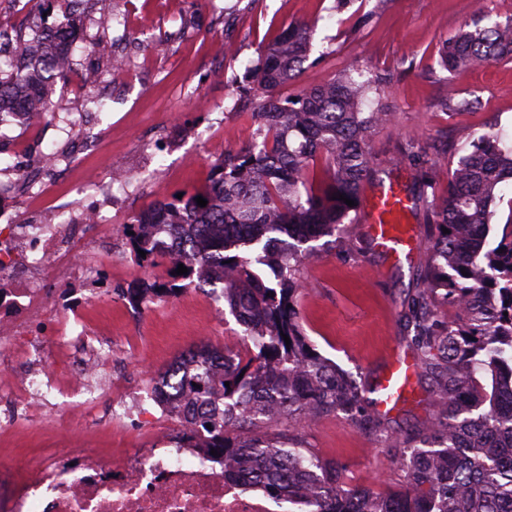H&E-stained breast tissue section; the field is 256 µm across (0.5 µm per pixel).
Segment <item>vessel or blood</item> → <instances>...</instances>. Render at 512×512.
I'll list each match as a JSON object with an SVG mask.
<instances>
[{
  "label": "vessel or blood",
  "instance_id": "b4317fda",
  "mask_svg": "<svg viewBox=\"0 0 512 512\" xmlns=\"http://www.w3.org/2000/svg\"><path fill=\"white\" fill-rule=\"evenodd\" d=\"M368 229L376 243L397 263L412 262L419 253L417 237L406 223L409 203L401 186L391 182L374 188L365 200ZM417 374L415 358L405 352L391 355L376 381L375 407L388 413L396 409L410 391Z\"/></svg>",
  "mask_w": 512,
  "mask_h": 512
}]
</instances>
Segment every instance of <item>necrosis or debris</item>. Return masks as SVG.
<instances>
[{
  "mask_svg": "<svg viewBox=\"0 0 512 512\" xmlns=\"http://www.w3.org/2000/svg\"><path fill=\"white\" fill-rule=\"evenodd\" d=\"M131 53L128 42L117 41L109 70L78 72L80 92L120 94ZM95 118L87 109L66 121L64 154L31 163L19 152L0 168V336L10 341L0 351V433L41 422L54 400L74 389L82 399L65 407L66 415L97 409L107 394L106 417L115 424L173 413L179 400L152 375L147 388L127 391L111 337L85 324L92 281L85 259L96 255L99 271L111 268L112 210L132 185L156 178L149 166L135 169L122 158L75 174L98 146ZM47 268L63 290L44 291ZM52 335L75 352L61 368L48 359ZM205 442L199 425L183 419L175 438L119 454L60 435L53 452L0 457V512H273L263 488L225 480L223 456L211 455Z\"/></svg>",
  "mask_w": 512,
  "mask_h": 512,
  "instance_id": "necrosis-or-debris-1",
  "label": "necrosis or debris"
}]
</instances>
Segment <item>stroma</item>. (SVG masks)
I'll use <instances>...</instances> for the list:
<instances>
[{"instance_id":"1","label":"stroma","mask_w":512,"mask_h":512,"mask_svg":"<svg viewBox=\"0 0 512 512\" xmlns=\"http://www.w3.org/2000/svg\"><path fill=\"white\" fill-rule=\"evenodd\" d=\"M486 11L505 19L512 16V0H349L342 9L336 0H86L72 22L82 35L75 67L107 69L113 41L128 38L136 45L133 64L144 68L148 79L128 80L124 95L105 103L97 129L101 148L78 167H99L109 155L136 156L144 141L154 139L161 172L152 186L137 187L113 212L116 235L130 217L157 201L205 187L213 164L251 137L250 65L289 23L301 22L314 30L312 50L282 95L297 96L352 67L367 77H387L393 120L369 149L387 182L412 185L423 164L431 163L434 195L443 198L448 174L468 152L471 134L492 129L512 143V61L452 73L438 63L441 43ZM228 42L235 55L225 54ZM453 94L479 97L481 106L472 112L441 111L440 100ZM218 118L223 124L217 129ZM206 127L214 128L213 138L197 139L196 131ZM408 142L414 160L391 167L398 147ZM407 222L421 236L413 262L399 265L381 252L359 213L343 232L315 241L314 260L300 270L306 336L322 357L365 386L375 384L393 349L405 348L403 313L431 254L421 215L408 213ZM140 276L130 251L113 253L112 293L92 296L87 307L92 327L116 339L129 337V346H116L114 357L124 364L131 387L143 382L141 365L161 373L198 345L246 350L243 328L231 314L219 313L208 287L161 299L130 319L122 290ZM426 387L416 382L393 413L399 426L439 417ZM58 426L99 448H139L172 432L171 425L152 420L115 428L91 416L63 415ZM297 439L318 458L340 463L347 486L388 493L405 481L393 449L342 416L322 415L298 431Z\"/></svg>"}]
</instances>
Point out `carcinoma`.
Returning <instances> with one entry per match:
<instances>
[{
    "mask_svg": "<svg viewBox=\"0 0 512 512\" xmlns=\"http://www.w3.org/2000/svg\"><path fill=\"white\" fill-rule=\"evenodd\" d=\"M50 38L59 53L41 52L42 38L33 34L16 36L14 69L0 75V113L37 111L48 84L62 75L69 35ZM311 41L310 27L290 24L262 50L252 66L258 94L251 140L224 153L207 186L158 201L130 219L140 264L167 255L163 234L193 248L171 258L187 273L143 282L126 297L147 307L162 295H177L185 280L201 287L224 277V302L256 351L245 360L228 348L200 346L178 357L174 380L194 393L182 403L186 416L209 434V447L224 449V460L238 465L232 475L243 484H259L276 500L288 496L296 512H512V210L501 237L488 240L492 205L501 184L512 181V146H503L494 131L483 133L448 175L441 202L426 204L424 192L407 193L412 208L423 204L433 240L422 288L404 312L407 343L446 418L397 429L355 379L315 352L299 323L304 284L292 261L314 256L302 245L341 230L352 207L337 195L361 204L364 185L375 176L368 139L391 120L383 78L365 79L352 68L295 101L280 98V88L302 72ZM504 59L512 60V17L486 24L478 18L440 49V65L450 73ZM479 105L468 97L440 102L445 111ZM320 156L327 179L316 186L310 174ZM199 196L206 206H198ZM440 300L462 321H440L434 313ZM479 373L490 377L489 385ZM330 413L391 448L410 450L402 458L401 489L346 488L341 468L314 458L294 435L275 446L250 432L281 418L299 430Z\"/></svg>",
    "mask_w": 512,
    "mask_h": 512,
    "instance_id": "obj_1",
    "label": "carcinoma"
}]
</instances>
